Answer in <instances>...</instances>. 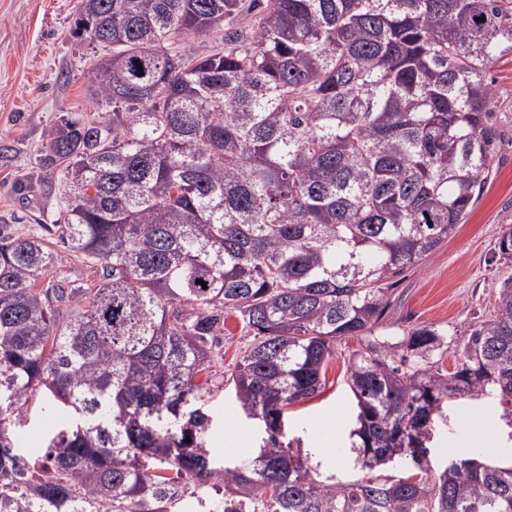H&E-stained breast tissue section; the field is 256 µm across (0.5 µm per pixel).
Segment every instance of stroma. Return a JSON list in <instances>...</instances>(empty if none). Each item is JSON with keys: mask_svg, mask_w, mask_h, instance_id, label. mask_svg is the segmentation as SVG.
<instances>
[{"mask_svg": "<svg viewBox=\"0 0 512 512\" xmlns=\"http://www.w3.org/2000/svg\"><path fill=\"white\" fill-rule=\"evenodd\" d=\"M80 0H0V232L25 235L55 223L65 201L64 164L44 168L46 133L60 117L111 118L89 94L90 79L104 48L75 37ZM492 110L500 145L492 168L463 224L425 264L400 281L382 321L387 333L401 335L419 324L447 328L452 339L471 333L476 322L494 312L497 288L512 277V267L497 255L499 235L512 225V54L492 63ZM210 390V406L219 419L208 444L226 451L231 444L249 447L240 423L241 409L230 372L249 337L237 318L227 321ZM356 341L338 349L325 366L324 385L315 396L289 406L296 430L315 428L327 441L323 470L350 475L341 453L349 434L354 397L348 386L350 355Z\"/></svg>", "mask_w": 512, "mask_h": 512, "instance_id": "35a3bbf8", "label": "stroma"}]
</instances>
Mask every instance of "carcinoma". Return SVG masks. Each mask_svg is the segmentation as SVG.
<instances>
[{"label": "carcinoma", "instance_id": "obj_1", "mask_svg": "<svg viewBox=\"0 0 512 512\" xmlns=\"http://www.w3.org/2000/svg\"><path fill=\"white\" fill-rule=\"evenodd\" d=\"M81 0L74 34L108 50L40 163H66L62 223L0 235V512H512V465L470 448L428 464L448 400L512 406V277L493 316L381 333L405 272L464 223L497 155L485 73L512 54V0ZM90 22L92 28L84 26ZM224 27L204 56L188 34ZM63 245L94 278L43 289ZM512 264V226L498 243ZM254 339L232 372L238 462L212 453V341ZM358 342L354 473L322 476L288 406ZM61 413L51 464L14 432Z\"/></svg>", "mask_w": 512, "mask_h": 512}]
</instances>
